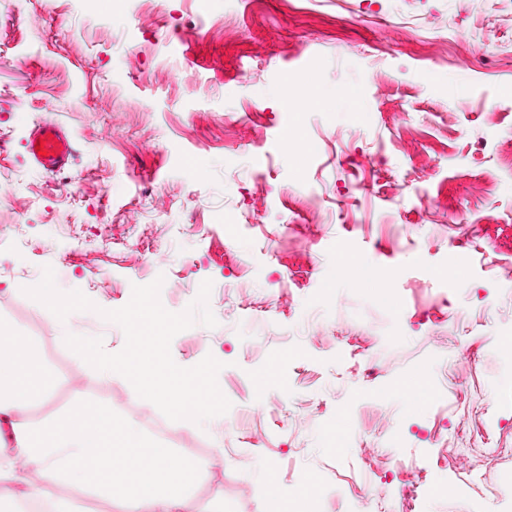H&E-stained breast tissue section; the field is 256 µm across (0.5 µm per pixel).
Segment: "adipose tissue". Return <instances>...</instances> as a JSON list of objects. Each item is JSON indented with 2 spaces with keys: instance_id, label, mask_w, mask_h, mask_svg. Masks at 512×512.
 <instances>
[{
  "instance_id": "ef3b65f1",
  "label": "adipose tissue",
  "mask_w": 512,
  "mask_h": 512,
  "mask_svg": "<svg viewBox=\"0 0 512 512\" xmlns=\"http://www.w3.org/2000/svg\"><path fill=\"white\" fill-rule=\"evenodd\" d=\"M40 299L71 346L77 373L122 375L134 398L165 406L181 422L222 415L223 395L206 383L209 365L184 370L165 363L163 338L175 323L150 297H139L125 313L128 343L117 357L80 335L75 301L62 297L52 282H45ZM56 386L37 341L0 324V484L13 489L0 494V512H17L24 499L45 496L51 512H73L76 486L123 512H199L192 495L199 465L173 444L130 426L112 404L77 391L66 408L31 420L30 410L47 403Z\"/></svg>"
}]
</instances>
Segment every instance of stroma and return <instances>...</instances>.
<instances>
[{"instance_id": "obj_1", "label": "stroma", "mask_w": 512, "mask_h": 512, "mask_svg": "<svg viewBox=\"0 0 512 512\" xmlns=\"http://www.w3.org/2000/svg\"><path fill=\"white\" fill-rule=\"evenodd\" d=\"M509 83L512 0H0V321L55 335L48 272L103 350L141 294L181 319L167 363L234 411L184 426L202 512H265L269 467L288 498L316 477L309 512H512V457L462 463L512 448ZM44 122L58 173L27 152ZM345 252L375 277L343 282ZM43 144L46 156L39 154L37 147ZM27 150L36 166L45 172H58L67 165L72 156L71 141L57 125L44 124L32 132Z\"/></svg>"}]
</instances>
